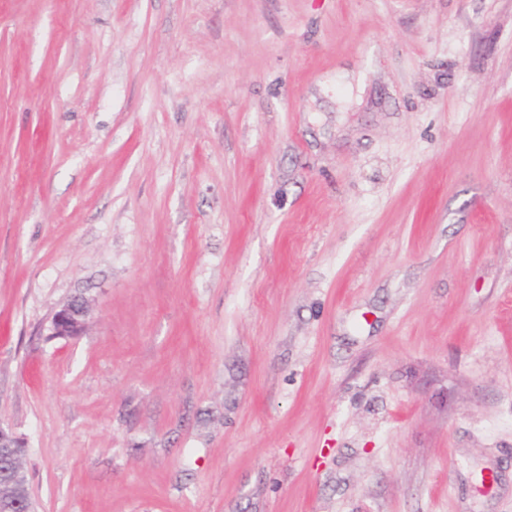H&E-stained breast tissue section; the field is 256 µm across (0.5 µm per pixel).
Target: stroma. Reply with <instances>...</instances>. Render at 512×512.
I'll use <instances>...</instances> for the list:
<instances>
[{"mask_svg":"<svg viewBox=\"0 0 512 512\" xmlns=\"http://www.w3.org/2000/svg\"><path fill=\"white\" fill-rule=\"evenodd\" d=\"M0 423L36 512H512V0H0ZM88 310L84 300L73 299L63 304L52 319V336H79L86 328Z\"/></svg>","mask_w":512,"mask_h":512,"instance_id":"obj_1","label":"stroma"}]
</instances>
